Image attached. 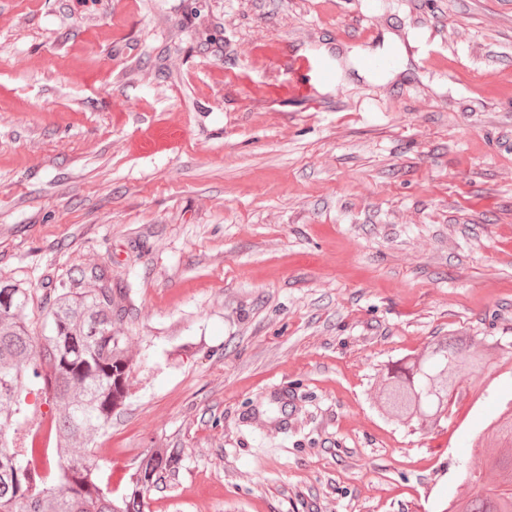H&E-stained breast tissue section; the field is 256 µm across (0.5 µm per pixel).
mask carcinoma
I'll return each instance as SVG.
<instances>
[{
	"mask_svg": "<svg viewBox=\"0 0 512 512\" xmlns=\"http://www.w3.org/2000/svg\"><path fill=\"white\" fill-rule=\"evenodd\" d=\"M33 304L26 284L0 281V512H143L147 494L179 468L180 450L143 456L117 495L88 453L95 434L124 404L134 372L126 337L112 334L125 315L112 282L79 270L55 285L41 308V336L27 321ZM494 365L480 345L450 336L387 370L380 399L398 420L439 423L448 419L461 383L485 376ZM32 393L53 410V451L46 455L13 446ZM478 445L495 458L490 468L465 473L479 491L450 503L449 512H512V415L491 425ZM42 470L60 477L47 484Z\"/></svg>",
	"mask_w": 512,
	"mask_h": 512,
	"instance_id": "1",
	"label": "carcinoma"
}]
</instances>
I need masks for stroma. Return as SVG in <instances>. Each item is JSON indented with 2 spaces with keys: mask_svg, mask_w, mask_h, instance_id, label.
<instances>
[{
  "mask_svg": "<svg viewBox=\"0 0 512 512\" xmlns=\"http://www.w3.org/2000/svg\"><path fill=\"white\" fill-rule=\"evenodd\" d=\"M78 268L137 365L95 461L181 451L144 512H444L512 360L433 426L377 387L512 344V0H0V280ZM315 63V60H311L309 58H297L291 62V67H293L296 73H298L293 89L297 92H301L304 96L310 98L313 101H317L318 99L317 91L307 81L305 74L312 68Z\"/></svg>",
  "mask_w": 512,
  "mask_h": 512,
  "instance_id": "1",
  "label": "stroma"
}]
</instances>
